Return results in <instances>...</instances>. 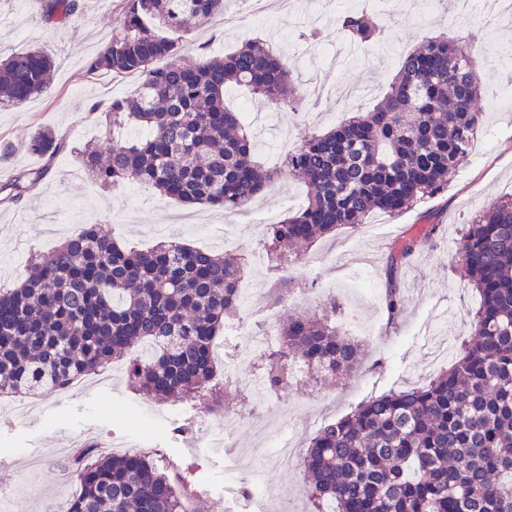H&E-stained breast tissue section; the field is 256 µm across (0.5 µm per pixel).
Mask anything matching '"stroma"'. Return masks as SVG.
I'll list each match as a JSON object with an SVG mask.
<instances>
[{
	"instance_id": "obj_1",
	"label": "stroma",
	"mask_w": 512,
	"mask_h": 512,
	"mask_svg": "<svg viewBox=\"0 0 512 512\" xmlns=\"http://www.w3.org/2000/svg\"><path fill=\"white\" fill-rule=\"evenodd\" d=\"M78 13L61 22L46 21L40 0H0V57L32 48L44 50L53 61L48 88L24 107H0V184L17 171L35 169L42 157L25 148L28 138L50 128L64 138L67 149L52 160L49 173L21 200L0 201V268L28 265L34 251H51L86 225H105L126 247L149 249L161 240L175 239L190 246L223 252L225 234L237 239L236 253L251 257L261 251L266 233L256 221L264 214L281 222L304 203L307 188L291 176L244 207L232 218L198 206L192 224H173L176 205L136 183L103 189L85 170L77 147L91 143L107 150L111 134L94 120L92 105L134 93L137 75L104 82L84 73L85 61L118 31L123 22L121 0H79ZM317 0H288V9L274 23L251 21L228 30L207 22L183 33V58L193 63L205 55L222 56L247 40L260 38L276 51L292 71L302 97L297 112L273 113L270 125L291 129L294 142L337 125L353 112H367L382 98L402 59L423 41L446 32L465 40L474 54L485 100L512 86V62L498 58V49L512 47V13L488 25L475 16L456 20L453 0H393L382 43L357 54L330 50L328 69L316 67L322 52L308 40V21L317 15ZM486 146L476 148L471 163L459 169L444 194L423 198L397 216L374 214L371 228H342L318 239L307 258L321 257L319 266L289 263L288 276L297 284L294 297L271 306L267 263L248 268L247 281L257 286L244 300L239 317L253 307L269 308L272 319L291 313L321 310L329 298L341 305L340 320H354L369 334L361 370L336 382L316 381L306 372L295 374L287 389L274 396L275 404L297 407L304 416L325 425L349 415L368 397L416 386L448 365V348L431 329L439 312L452 318L451 332L461 335L471 320L478 297L467 282L456 252L461 227L493 198L512 194V105L484 111ZM438 224L432 241L421 245L400 273L404 309L388 323L372 290L382 289L387 257L403 240L425 224ZM130 350L111 362L112 380L94 386L82 378L66 394L31 397L24 416L0 404V488L14 487L0 503V512H65L78 486L63 479L62 465L72 443H93L101 454L137 453L146 449L164 455L181 467L196 471L202 489L195 501L201 512H250L245 491L257 488L268 501L281 491L298 498V512H313L303 497L306 475L301 466L282 470L268 462L259 482H252V461L236 458L235 445L265 442L246 404L251 399L248 376L258 368L244 361L239 378L225 384L224 415L208 434L185 438L177 427L201 425L204 418L193 403L178 399L157 402L132 392L127 384Z\"/></svg>"
}]
</instances>
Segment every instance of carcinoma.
<instances>
[{
    "instance_id": "carcinoma-1",
    "label": "carcinoma",
    "mask_w": 512,
    "mask_h": 512,
    "mask_svg": "<svg viewBox=\"0 0 512 512\" xmlns=\"http://www.w3.org/2000/svg\"><path fill=\"white\" fill-rule=\"evenodd\" d=\"M226 0H121L124 27L87 62L89 75L141 77L131 96L111 101L106 124L135 123L148 134L115 141L106 161L82 151L85 168L105 188L134 182L181 206L236 212L264 194L280 171L255 159L253 134L224 105L226 88L244 86L268 110L298 105L285 61L258 41L224 56L183 63L182 47L159 33L187 31L224 15ZM77 0H45L44 17L66 20ZM338 27L367 48L386 29L366 9ZM160 60L166 61L162 67ZM53 63L29 49L0 61V105L21 107L46 88ZM484 95L475 63L459 40L431 38L404 55L388 91L371 111L312 135L287 154L286 173L304 179L306 203L268 227L265 249L280 304L293 292L279 275L298 248L375 213L398 215L448 189L471 160ZM27 149L52 160L66 143L36 132ZM49 172L24 170L0 185L21 199ZM439 225L426 224L386 262L382 304L388 321L403 311L399 269ZM461 262L479 296L470 327L448 368L428 383L361 402L322 427L302 456L304 494L333 512H512V194L489 202L465 225ZM244 262L175 240L126 249L91 225L48 255L32 259L19 284L0 289V396L51 392L103 370L115 355L145 345L129 364L130 388L162 401L202 398L224 410L213 342L239 310ZM340 308L279 324V343L262 355L269 389L280 392L300 363L319 373L359 371L362 345L338 325ZM79 487L68 512H184L197 494L187 469L142 454L82 451Z\"/></svg>"
}]
</instances>
